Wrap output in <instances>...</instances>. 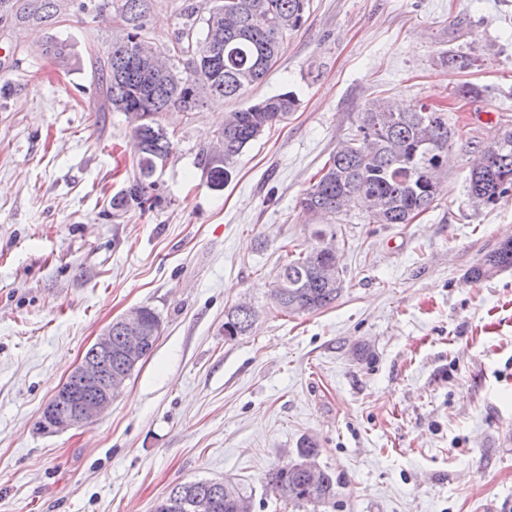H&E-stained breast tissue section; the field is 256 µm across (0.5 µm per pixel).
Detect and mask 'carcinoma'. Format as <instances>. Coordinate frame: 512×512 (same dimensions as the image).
Listing matches in <instances>:
<instances>
[{"label":"carcinoma","mask_w":512,"mask_h":512,"mask_svg":"<svg viewBox=\"0 0 512 512\" xmlns=\"http://www.w3.org/2000/svg\"><path fill=\"white\" fill-rule=\"evenodd\" d=\"M310 0H214L200 14L197 7L175 36L186 31L174 53L175 68L187 73L182 86L163 85L137 62L138 53L154 46L145 40L149 0H123L120 15L125 30L116 39L102 69L108 106L134 120L131 134L139 146L138 173L126 189L112 197V209L131 205L153 207L155 184L151 181L157 157L170 155L173 142L159 139L154 131L162 124L159 115L171 108L193 112L208 96L235 98L260 83L278 60L288 36L305 23ZM56 0L31 4L23 22L40 23L56 15ZM294 92L284 90L257 100L246 108L225 113L224 126L215 134V148L204 166L208 177L219 184L231 179L244 150L266 130L288 118L297 107ZM460 137L448 113L424 104L397 111L387 101L361 113L350 141L337 149L307 188L302 206L322 221L334 220L347 207H356L368 224H410L438 200L445 179L443 154ZM471 156L468 196L476 209L494 206L512 196V129L490 144L474 138L464 142ZM317 245L305 252L286 254L275 282L279 283L282 311L313 313L339 298L342 278L336 264V234L319 228ZM512 267V239L500 243L476 266L467 279L479 282ZM251 307L238 304L224 314V335L243 336L253 327ZM317 442L303 439L286 464L266 475L272 492L298 504L319 506L336 497V474L319 468ZM189 500L192 492L210 494L214 512H252L245 488L224 482L217 490L203 481L173 487Z\"/></svg>","instance_id":"obj_1"}]
</instances>
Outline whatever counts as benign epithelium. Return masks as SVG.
<instances>
[{"label":"benign epithelium","mask_w":512,"mask_h":512,"mask_svg":"<svg viewBox=\"0 0 512 512\" xmlns=\"http://www.w3.org/2000/svg\"><path fill=\"white\" fill-rule=\"evenodd\" d=\"M171 57L173 51L167 49L144 59V62L150 69L160 71L163 78L175 82L185 80V75L172 66ZM116 322L123 331L117 351H112V326L109 325L93 343L94 354L81 358L68 376V379L79 382V389L65 395L66 410H57L54 401L44 407L46 421L42 432L54 434L90 426L122 392L130 370L143 358L156 337L149 333L142 313L137 309L116 319Z\"/></svg>","instance_id":"obj_1"}]
</instances>
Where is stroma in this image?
Segmentation results:
<instances>
[{"label": "stroma", "instance_id": "35a3bbf8", "mask_svg": "<svg viewBox=\"0 0 512 512\" xmlns=\"http://www.w3.org/2000/svg\"><path fill=\"white\" fill-rule=\"evenodd\" d=\"M27 3L0 0V512H151L201 479L245 486L254 512H512V268L466 280L512 238V197L472 207L460 144L413 223L337 217L335 303L289 317L270 299L282 245L315 242L305 190L377 99L447 110L486 144L512 128V0H310L261 84L161 114L173 150L145 211L112 208L137 171L96 72L119 11L64 0L32 24L18 19ZM201 3L151 0L148 41L171 43ZM450 51L474 66L444 65ZM466 83L481 98L457 96ZM284 89L295 111L211 187L204 159L225 113ZM242 302L256 322L225 337ZM143 306L162 334L101 419L38 431L102 330ZM306 436L342 477L335 503L266 486Z\"/></svg>", "mask_w": 512, "mask_h": 512}]
</instances>
